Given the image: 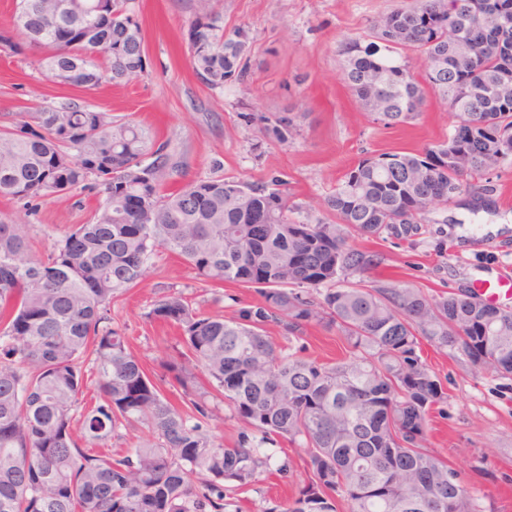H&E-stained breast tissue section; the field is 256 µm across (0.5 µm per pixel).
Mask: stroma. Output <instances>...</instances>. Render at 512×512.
Masks as SVG:
<instances>
[{
	"instance_id": "obj_1",
	"label": "stroma",
	"mask_w": 512,
	"mask_h": 512,
	"mask_svg": "<svg viewBox=\"0 0 512 512\" xmlns=\"http://www.w3.org/2000/svg\"><path fill=\"white\" fill-rule=\"evenodd\" d=\"M409 2L220 0L225 29L245 28L254 45L245 80L211 89L197 78L186 52L192 0H134L148 55L144 76L102 84L87 95L33 72L20 58L2 56L0 124L10 113L31 112L45 102L84 100L170 140L179 178L278 176L288 182L295 220H328L326 198L360 159L421 151L444 140L451 128V112L431 94L410 124L374 123L343 80L339 44ZM278 113L294 120L284 144L263 130L265 118ZM488 177L496 190L478 213L458 201L426 214L411 239L368 242L385 263L365 273V280L393 279L436 298L479 279L512 275V164L490 170ZM98 200L90 189L46 196L27 209L0 199V214L27 225L38 255L64 231L85 223ZM171 288L193 307L227 316L259 300L253 289L228 284L223 302L213 303L210 288L177 256L157 254L147 280L114 305L112 315L125 323L132 352L158 376L177 331L148 313ZM293 347L322 361L346 353L338 332L316 324ZM420 355L447 393L433 414L427 448L457 471L476 512H512V376L476 372L466 358L450 357L427 342ZM269 452L272 466L287 464V473L275 472L239 493L226 512H265L272 502L297 495L307 480L303 449L282 439Z\"/></svg>"
}]
</instances>
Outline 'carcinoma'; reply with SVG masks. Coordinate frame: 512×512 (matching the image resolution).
I'll return each mask as SVG.
<instances>
[{
  "mask_svg": "<svg viewBox=\"0 0 512 512\" xmlns=\"http://www.w3.org/2000/svg\"><path fill=\"white\" fill-rule=\"evenodd\" d=\"M187 46L212 89L247 76L252 41L224 32L216 0H195ZM40 50L35 69L83 92L148 67L133 0H17L0 50ZM425 81L471 135L418 153L361 159L327 199L336 221L304 223L287 182L222 175L169 186L170 141L75 100L15 112L0 125V198L30 203L98 189L85 224L30 255L27 225L0 217V512H225L229 491L266 473L264 448L283 438L306 454L307 483L268 512H474L458 473L425 446L445 392L419 355L422 341L512 372V310L466 290L352 281L383 261L358 239L403 238L431 209L469 195L495 164L512 163V0H414L362 37L341 42L343 79L387 128L422 112ZM293 118L266 132L288 142ZM253 224L270 233L250 237ZM165 250L213 288H252L260 301L229 319L172 291L149 316L181 331L157 381L128 348L112 304ZM316 322L337 329L348 355L322 362L277 346ZM218 398L248 424L226 448L207 430ZM135 424L127 455L108 443Z\"/></svg>",
  "mask_w": 512,
  "mask_h": 512,
  "instance_id": "carcinoma-1",
  "label": "carcinoma"
}]
</instances>
